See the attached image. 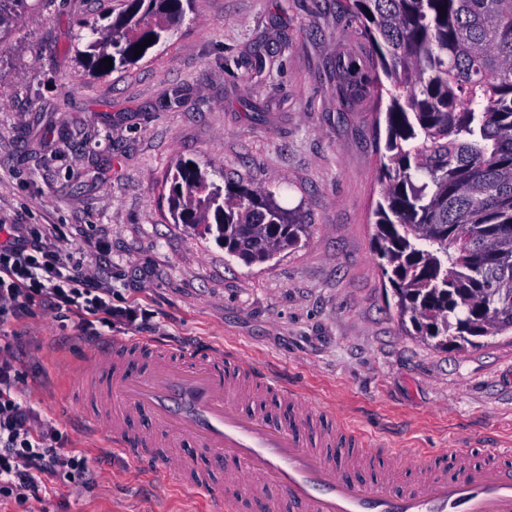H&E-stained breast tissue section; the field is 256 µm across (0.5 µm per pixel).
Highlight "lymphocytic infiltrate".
<instances>
[{
    "label": "lymphocytic infiltrate",
    "mask_w": 512,
    "mask_h": 512,
    "mask_svg": "<svg viewBox=\"0 0 512 512\" xmlns=\"http://www.w3.org/2000/svg\"><path fill=\"white\" fill-rule=\"evenodd\" d=\"M42 312L73 321L81 339L99 341L114 325L149 331L154 313L121 298L99 270L79 267L57 224H0V497L40 499L50 484L93 476L80 449L24 393L23 319Z\"/></svg>",
    "instance_id": "f902f5d3"
}]
</instances>
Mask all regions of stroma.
<instances>
[{
  "mask_svg": "<svg viewBox=\"0 0 512 512\" xmlns=\"http://www.w3.org/2000/svg\"><path fill=\"white\" fill-rule=\"evenodd\" d=\"M344 0H192L176 34L135 64H78L82 24L126 0H28L0 36V224H57L75 261L112 251V286L157 313L155 339L221 346L335 406L404 452L512 446V335L457 352L406 331L374 254L385 104L342 108L336 60L372 72ZM275 192L306 237L265 263L230 256L168 209L177 163ZM24 386L72 447L97 456L69 405L99 381L71 373L92 351L69 321L18 327ZM118 453L96 480L59 481L0 512H209Z\"/></svg>",
  "mask_w": 512,
  "mask_h": 512,
  "instance_id": "obj_1",
  "label": "stroma"
}]
</instances>
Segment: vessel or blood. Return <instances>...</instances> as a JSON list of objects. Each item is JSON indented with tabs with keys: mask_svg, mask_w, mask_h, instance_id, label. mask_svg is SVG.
I'll return each instance as SVG.
<instances>
[{
	"mask_svg": "<svg viewBox=\"0 0 512 512\" xmlns=\"http://www.w3.org/2000/svg\"><path fill=\"white\" fill-rule=\"evenodd\" d=\"M79 375L103 382L97 411H73L83 433L107 434L138 471L204 490L214 512H512V448L489 449L478 464L464 448L415 452V478L397 488L387 475L403 461L386 448L364 479L352 451L372 437L220 347L174 352L149 337L119 339L95 347ZM141 418L150 429L131 433ZM188 439L223 464L222 483L187 459Z\"/></svg>",
	"mask_w": 512,
	"mask_h": 512,
	"instance_id": "1",
	"label": "vessel or blood"
}]
</instances>
